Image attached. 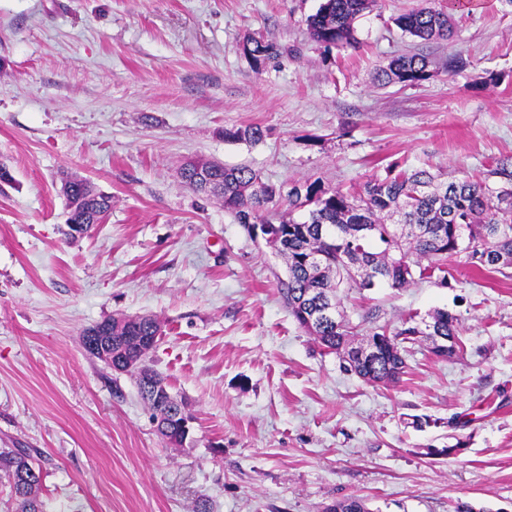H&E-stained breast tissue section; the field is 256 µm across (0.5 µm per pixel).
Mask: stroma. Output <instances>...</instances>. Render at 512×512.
Returning <instances> with one entry per match:
<instances>
[{"instance_id":"obj_1","label":"stroma","mask_w":512,"mask_h":512,"mask_svg":"<svg viewBox=\"0 0 512 512\" xmlns=\"http://www.w3.org/2000/svg\"><path fill=\"white\" fill-rule=\"evenodd\" d=\"M320 3L0 0V448L36 451L46 512H512V268L460 255L447 280L352 294L366 329L438 308L461 323L462 356L416 348L376 388L298 327L283 260L179 178L207 159L357 192L396 161L461 179L512 156V0H430L456 21L431 42L394 23L420 0H377L331 49L307 29ZM251 41L278 56L255 63ZM404 53L428 77L378 82ZM256 125L261 141L224 137ZM66 173L112 196L75 240ZM120 314L161 321L150 360L197 417L192 447L166 446L134 378L85 353L82 331Z\"/></svg>"}]
</instances>
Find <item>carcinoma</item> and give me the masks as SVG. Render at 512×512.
I'll use <instances>...</instances> for the list:
<instances>
[{"mask_svg":"<svg viewBox=\"0 0 512 512\" xmlns=\"http://www.w3.org/2000/svg\"><path fill=\"white\" fill-rule=\"evenodd\" d=\"M375 0H322L308 20L313 39L326 47L350 45L355 22L370 10ZM405 34L421 41H448L453 27L448 13L420 5L394 19ZM245 51L260 64L279 54L273 43L256 41ZM430 61L421 54H403L382 71L386 84H413L428 75ZM238 141H258L263 130L248 126L224 132ZM182 182L195 192L224 204L237 223L248 229L268 225V234L282 239L287 278L280 282L281 298L299 327L326 354L342 359L345 371L376 387L402 381L407 356L415 345L429 342L437 358H451L464 351L459 319L447 310H435L428 318L410 314L401 327L386 325L363 330L347 316L336 300L340 319L317 320L308 325L303 314L321 312L323 293L337 295L372 288L385 282L394 289L407 288L443 271L448 259L460 254L475 270L512 268V157L499 159L479 179L442 181L427 169L388 172L383 179L368 182L357 194L339 188L326 189L321 182L294 185L287 193L262 180L248 166L219 162L189 161L180 168ZM69 207L65 237H73V225L90 230L112 210V196L99 192L84 180L67 178L62 186ZM288 202L286 217L270 204ZM308 208V218L297 221L294 210ZM468 233L462 246L461 235ZM106 327L111 336L112 356L85 352L107 366L121 367L135 376L141 400L152 419L164 428L157 434L169 446L184 447L179 414L187 404L175 398L168 383L148 363L147 356L161 335V323L152 315L135 321L110 317L83 330L82 335ZM10 486L16 512H45L42 468L34 463L29 448H0V480ZM324 512H368L358 498L337 500Z\"/></svg>","mask_w":512,"mask_h":512,"instance_id":"1","label":"carcinoma"}]
</instances>
